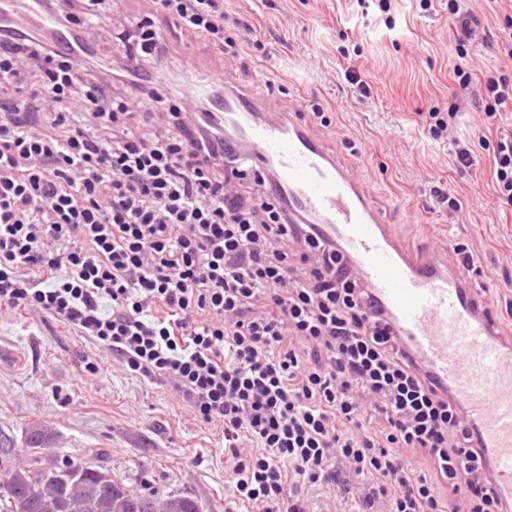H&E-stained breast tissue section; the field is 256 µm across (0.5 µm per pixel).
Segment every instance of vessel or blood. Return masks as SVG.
I'll return each instance as SVG.
<instances>
[{
  "label": "vessel or blood",
  "instance_id": "obj_1",
  "mask_svg": "<svg viewBox=\"0 0 512 512\" xmlns=\"http://www.w3.org/2000/svg\"><path fill=\"white\" fill-rule=\"evenodd\" d=\"M41 0H7L0 23L17 36L46 35L70 49L69 34L42 11ZM222 74L192 85L188 100L207 102L210 119L241 137L244 157L273 175L274 194L291 223L313 221L335 238L364 287L393 318L419 364L448 387L488 448L500 490L512 497V339L478 306V291L459 272L405 252L387 213L374 204L351 167L328 153L292 116L266 119L257 99L234 91L217 97Z\"/></svg>",
  "mask_w": 512,
  "mask_h": 512
}]
</instances>
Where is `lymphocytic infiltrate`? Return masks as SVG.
<instances>
[{"instance_id": "1", "label": "lymphocytic infiltrate", "mask_w": 512, "mask_h": 512, "mask_svg": "<svg viewBox=\"0 0 512 512\" xmlns=\"http://www.w3.org/2000/svg\"><path fill=\"white\" fill-rule=\"evenodd\" d=\"M461 0L464 64L478 37ZM224 54V0H154ZM59 25L112 32V0H47ZM166 37L135 23L115 84L93 52L0 29V308L37 309L130 372L173 382L224 438L239 505L307 512L304 486L349 512H506L492 457L447 388L315 225L292 224L145 63ZM495 196L512 208V127L497 128Z\"/></svg>"}]
</instances>
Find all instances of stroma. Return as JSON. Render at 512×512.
Returning <instances> with one entry per match:
<instances>
[{"mask_svg":"<svg viewBox=\"0 0 512 512\" xmlns=\"http://www.w3.org/2000/svg\"><path fill=\"white\" fill-rule=\"evenodd\" d=\"M466 6L491 37L470 52L473 82L502 66L498 43L512 0H467ZM356 0H224L226 37L245 41L240 56L217 53L205 40L172 29L150 0H116L129 19L153 13L169 38L166 65L176 78L188 62L198 78L224 74L228 88L260 92L262 111L298 112L325 148L345 162L360 158L356 174L377 205L397 222L400 246L453 257L460 244L477 260L490 286V309L512 333V212L494 196L492 151L478 144L485 134L481 105L460 111L454 138L475 141L480 163L462 172L452 147L431 141L422 114L448 111L459 87L456 18L448 0L426 12L418 0H392L394 29L377 8L357 17ZM256 30L244 36L238 20ZM357 50L355 65L369 84L359 97L343 74L342 49ZM320 116H313V108ZM452 189L461 210L450 216L437 206V189ZM99 365V373L86 363ZM55 435L59 454L96 464L106 461L116 478L150 490L195 497L203 512H227L232 498L224 443L165 382L128 372L98 344L40 311L0 312V434L26 445L33 427Z\"/></svg>","mask_w":512,"mask_h":512,"instance_id":"obj_1","label":"stroma"}]
</instances>
